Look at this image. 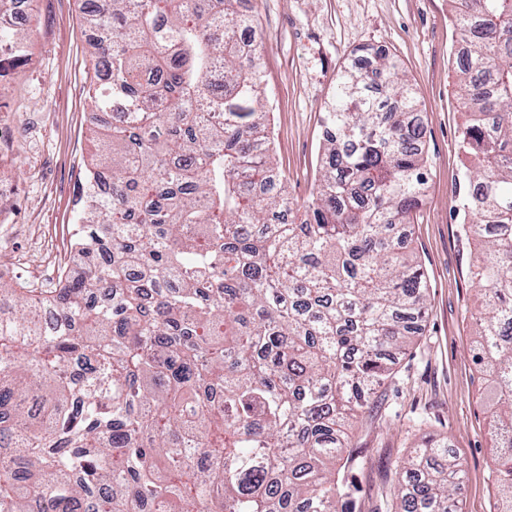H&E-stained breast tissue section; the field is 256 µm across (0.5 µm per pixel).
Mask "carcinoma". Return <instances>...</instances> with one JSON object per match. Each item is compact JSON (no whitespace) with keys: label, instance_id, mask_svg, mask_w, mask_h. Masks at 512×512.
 Segmentation results:
<instances>
[{"label":"carcinoma","instance_id":"1","mask_svg":"<svg viewBox=\"0 0 512 512\" xmlns=\"http://www.w3.org/2000/svg\"><path fill=\"white\" fill-rule=\"evenodd\" d=\"M237 0H84L94 129L59 288L0 284V512H352L349 421L421 332L405 228L428 158L380 51L340 71L328 162L298 202L274 163L259 50ZM467 119L452 210L485 244L473 355L487 376L498 512H512V0H453ZM16 60L25 38L0 26ZM112 189L98 191L103 172ZM462 463L425 437L401 512H462Z\"/></svg>","mask_w":512,"mask_h":512}]
</instances>
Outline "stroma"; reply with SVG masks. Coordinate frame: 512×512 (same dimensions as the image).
I'll return each mask as SVG.
<instances>
[{
  "label": "stroma",
  "instance_id": "stroma-1",
  "mask_svg": "<svg viewBox=\"0 0 512 512\" xmlns=\"http://www.w3.org/2000/svg\"><path fill=\"white\" fill-rule=\"evenodd\" d=\"M247 13L256 19L250 36L262 54L274 158L293 198L306 200L319 176L323 112L356 49L398 62L424 119L428 188L409 239L429 308L336 460L359 488L355 512H395L396 466L429 435L446 439L465 467L463 512H496L487 388L470 352L480 246L461 236L450 203L462 180L464 122L451 0H249ZM23 31L25 57L0 72V282L47 289L61 272L80 271L70 242L92 142L94 67L82 0H34Z\"/></svg>",
  "mask_w": 512,
  "mask_h": 512
}]
</instances>
